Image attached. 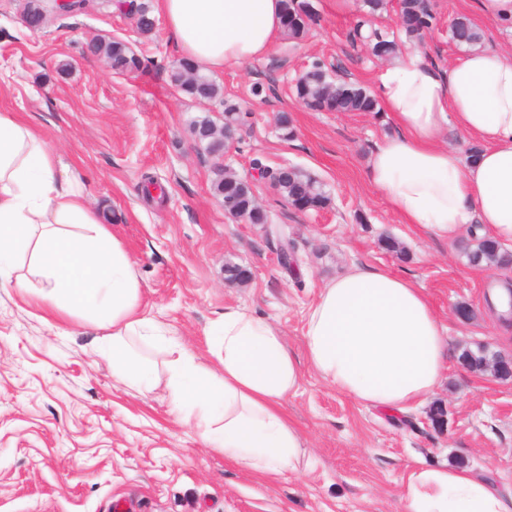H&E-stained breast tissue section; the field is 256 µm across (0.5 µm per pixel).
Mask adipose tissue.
I'll use <instances>...</instances> for the list:
<instances>
[{
	"instance_id": "adipose-tissue-1",
	"label": "adipose tissue",
	"mask_w": 512,
	"mask_h": 512,
	"mask_svg": "<svg viewBox=\"0 0 512 512\" xmlns=\"http://www.w3.org/2000/svg\"><path fill=\"white\" fill-rule=\"evenodd\" d=\"M282 0H154L170 41L210 71L263 57L282 33ZM393 125L372 149L367 180L403 223L455 241L474 225L512 250V53L462 48L448 71L409 50L373 90ZM479 152L463 159L449 130ZM29 276L17 279L20 267ZM36 285L43 301L103 330L96 344L118 382L149 395L165 384L173 413L245 471L297 469L305 442L284 404L311 369L356 402L391 414L421 406L448 370L446 328L424 289L363 264L322 288L307 314L305 356L242 307L208 329L218 369L204 367L141 309L123 243L81 180L17 113L0 109V281ZM168 354L157 370L141 351ZM403 512H512V495L458 466L413 460Z\"/></svg>"
}]
</instances>
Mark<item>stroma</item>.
I'll return each mask as SVG.
<instances>
[{
	"instance_id": "35a3bbf8",
	"label": "stroma",
	"mask_w": 512,
	"mask_h": 512,
	"mask_svg": "<svg viewBox=\"0 0 512 512\" xmlns=\"http://www.w3.org/2000/svg\"><path fill=\"white\" fill-rule=\"evenodd\" d=\"M320 22L301 43L276 39L265 56L215 79L224 98L250 112L224 157L239 176L256 166L300 167L331 193L329 207L300 212L260 180L255 193L269 224L232 220L213 195L214 158L194 141L205 106L172 86L180 53L163 25L132 34L129 15L110 7L60 18L38 33L21 22L17 0H0V108L29 120L85 185L124 244L140 280L142 307L207 367L216 359L204 334L225 307L240 306L305 351L307 313L323 285L354 264L382 266L424 288L448 329V374L431 402L390 416L362 406L305 371L286 403L306 436L310 462L274 478L247 473L206 447L171 413L165 387L147 397L114 380L94 351L96 327L64 317L35 289L0 287V512H400L412 459L460 466L512 493V381L464 367L463 349L512 355V331L488 310L494 284L471 267L461 241L435 240L403 224L369 186L367 161L392 125L384 113L311 112L292 80L312 63L337 65L373 88L385 70L350 39L361 0H312ZM438 23L423 47L440 67L459 56L448 25L474 17L472 0H434ZM130 40L144 61L118 74L90 52L94 40ZM268 86L254 97L253 85ZM294 138L281 139L279 113ZM167 195L147 201L146 176ZM400 241L404 255L382 247ZM294 260L284 268L279 244ZM251 278L224 283V266ZM468 305L469 320L456 317ZM444 425L432 420L434 405Z\"/></svg>"
}]
</instances>
